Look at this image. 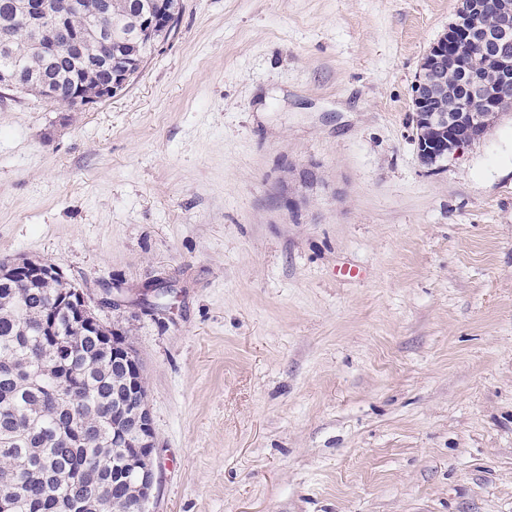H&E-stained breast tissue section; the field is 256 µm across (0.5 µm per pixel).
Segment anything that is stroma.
Returning <instances> with one entry per match:
<instances>
[{
	"instance_id": "1",
	"label": "stroma",
	"mask_w": 512,
	"mask_h": 512,
	"mask_svg": "<svg viewBox=\"0 0 512 512\" xmlns=\"http://www.w3.org/2000/svg\"><path fill=\"white\" fill-rule=\"evenodd\" d=\"M457 7L181 0L111 99L0 88V262L127 332L148 512H512V116L440 169L412 142Z\"/></svg>"
}]
</instances>
